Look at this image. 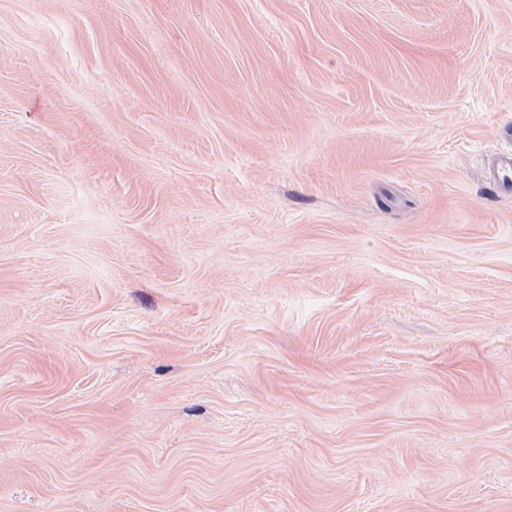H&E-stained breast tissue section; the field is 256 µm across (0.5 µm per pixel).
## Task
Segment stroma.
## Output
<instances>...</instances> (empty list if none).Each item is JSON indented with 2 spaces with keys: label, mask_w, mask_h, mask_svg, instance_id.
<instances>
[{
  "label": "stroma",
  "mask_w": 512,
  "mask_h": 512,
  "mask_svg": "<svg viewBox=\"0 0 512 512\" xmlns=\"http://www.w3.org/2000/svg\"><path fill=\"white\" fill-rule=\"evenodd\" d=\"M512 0H0V512H512ZM484 179L499 194H508L512 190V150L500 154L487 166Z\"/></svg>",
  "instance_id": "1"
}]
</instances>
